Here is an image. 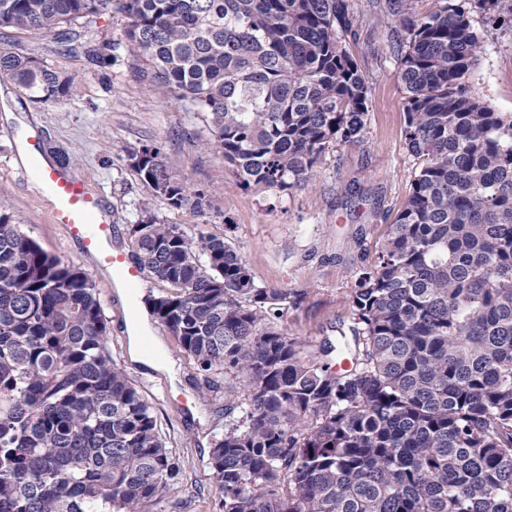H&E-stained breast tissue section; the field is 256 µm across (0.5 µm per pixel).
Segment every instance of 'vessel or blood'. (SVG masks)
<instances>
[{
  "mask_svg": "<svg viewBox=\"0 0 512 512\" xmlns=\"http://www.w3.org/2000/svg\"><path fill=\"white\" fill-rule=\"evenodd\" d=\"M41 178L52 200L53 223L62 225L67 236L79 243L83 252L94 257L100 271L121 280L128 289L141 288L139 268L129 263L123 254L112 250L110 214L87 181L54 168L42 172Z\"/></svg>",
  "mask_w": 512,
  "mask_h": 512,
  "instance_id": "vessel-or-blood-1",
  "label": "vessel or blood"
}]
</instances>
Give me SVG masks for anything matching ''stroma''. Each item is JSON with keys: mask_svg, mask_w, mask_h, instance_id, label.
Wrapping results in <instances>:
<instances>
[{"mask_svg": "<svg viewBox=\"0 0 512 512\" xmlns=\"http://www.w3.org/2000/svg\"><path fill=\"white\" fill-rule=\"evenodd\" d=\"M385 2L353 0L357 22L345 41L369 88L363 137L329 149L315 182L289 195L244 188L221 153L199 145L207 133L201 114L186 111L166 88L147 81L141 61L126 49L128 21L119 14L66 25L71 42L65 48L53 34L37 37L0 27V45L79 80L76 91L59 103L31 100L11 81L0 80V127L27 130L41 157L64 161L67 172L103 194L112 243L125 253L134 251L129 226L145 210L191 236L223 237L259 286L291 294L293 302L278 320L285 334L301 337L315 350L327 341L338 344L348 333L351 290L359 274L376 263L419 167L403 136L405 91L393 27L382 12ZM474 25L483 50L472 82L496 111L512 113V31L480 18ZM90 45L107 55V63L87 57ZM145 145L159 148L172 175L205 192V212L169 209L139 179L129 155ZM22 167L17 142L0 138V204L48 254L95 282L109 351L151 404L159 432L180 464V487L160 504V512H217L208 459L224 422L223 400L202 398V377L159 321H151L149 336L157 356L174 362L175 376L131 360L125 333L131 308L93 259L52 223L43 186L25 177Z\"/></svg>", "mask_w": 512, "mask_h": 512, "instance_id": "obj_1", "label": "stroma"}]
</instances>
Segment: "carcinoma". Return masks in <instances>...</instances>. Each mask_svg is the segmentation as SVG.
Returning a JSON list of instances; mask_svg holds the SVG:
<instances>
[{
  "label": "carcinoma",
  "mask_w": 512,
  "mask_h": 512,
  "mask_svg": "<svg viewBox=\"0 0 512 512\" xmlns=\"http://www.w3.org/2000/svg\"><path fill=\"white\" fill-rule=\"evenodd\" d=\"M387 0L419 159L410 196L351 291V341L312 350L276 319L224 238L142 215L134 258L168 286L151 316L224 390L210 468L219 512H512V113L471 82L473 15L512 0ZM120 12L128 52L200 112L241 184H308L331 144L362 139L369 90L345 46L351 0H0V27L48 36ZM43 103L77 86L0 48V75ZM172 209L206 207L160 150L130 156ZM351 367L334 369L328 356ZM181 469L107 348L95 283L0 207V512H155Z\"/></svg>",
  "instance_id": "1"
}]
</instances>
